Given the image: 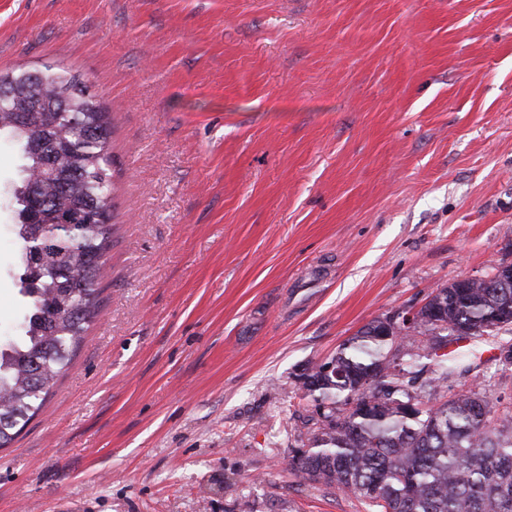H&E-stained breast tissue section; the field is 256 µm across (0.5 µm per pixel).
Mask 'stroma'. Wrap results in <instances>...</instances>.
I'll use <instances>...</instances> for the list:
<instances>
[{"mask_svg":"<svg viewBox=\"0 0 512 512\" xmlns=\"http://www.w3.org/2000/svg\"><path fill=\"white\" fill-rule=\"evenodd\" d=\"M19 65L109 108L112 245L71 368L0 450V512H370L287 467L294 377L512 264V0H0ZM510 340H466L459 386L512 398Z\"/></svg>","mask_w":512,"mask_h":512,"instance_id":"1","label":"stroma"}]
</instances>
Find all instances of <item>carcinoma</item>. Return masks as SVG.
<instances>
[{
    "label": "carcinoma",
    "mask_w": 512,
    "mask_h": 512,
    "mask_svg": "<svg viewBox=\"0 0 512 512\" xmlns=\"http://www.w3.org/2000/svg\"><path fill=\"white\" fill-rule=\"evenodd\" d=\"M80 75L0 72V133L22 145L12 186L19 335L0 343V448L43 406L85 340L111 246L112 120ZM36 107L29 122L18 113ZM368 322L334 355L295 377L313 402L305 441L288 456L302 480L366 501L375 512H512V406L478 382L454 388L438 351L512 326V281L454 279L414 322Z\"/></svg>",
    "instance_id": "1"
}]
</instances>
